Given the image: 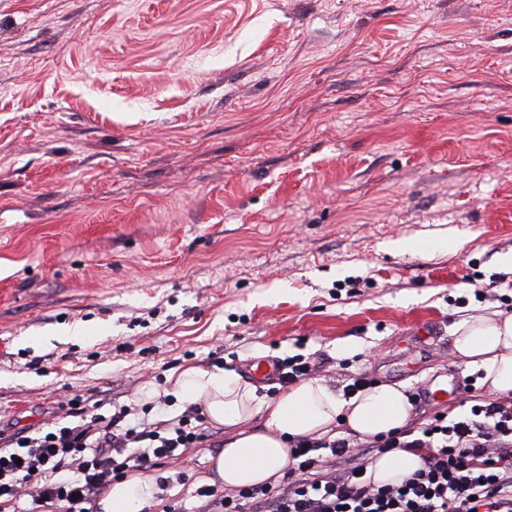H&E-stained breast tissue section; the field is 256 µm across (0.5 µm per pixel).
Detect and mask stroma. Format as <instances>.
Instances as JSON below:
<instances>
[{
  "mask_svg": "<svg viewBox=\"0 0 512 512\" xmlns=\"http://www.w3.org/2000/svg\"><path fill=\"white\" fill-rule=\"evenodd\" d=\"M511 310L512 0H0V429L296 354L456 410ZM454 347L467 365L484 372L481 381L492 391L512 392V314L465 321Z\"/></svg>",
  "mask_w": 512,
  "mask_h": 512,
  "instance_id": "stroma-1",
  "label": "stroma"
}]
</instances>
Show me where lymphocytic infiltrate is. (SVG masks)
<instances>
[{"label": "lymphocytic infiltrate", "instance_id": "f902f5d3", "mask_svg": "<svg viewBox=\"0 0 512 512\" xmlns=\"http://www.w3.org/2000/svg\"><path fill=\"white\" fill-rule=\"evenodd\" d=\"M67 406L77 425L35 437L19 431L0 448V512H93L112 483L160 466L173 471L162 489L185 483L183 455L204 438L200 405L152 428L133 424L125 406L108 416L78 396ZM395 450L419 451L420 467L400 483H374V455ZM194 494L204 500L200 512H512V400L416 418L373 446L305 436L278 485L234 496L204 485Z\"/></svg>", "mask_w": 512, "mask_h": 512}]
</instances>
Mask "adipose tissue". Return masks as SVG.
Masks as SVG:
<instances>
[{
  "label": "adipose tissue",
  "instance_id": "ef3b65f1",
  "mask_svg": "<svg viewBox=\"0 0 512 512\" xmlns=\"http://www.w3.org/2000/svg\"><path fill=\"white\" fill-rule=\"evenodd\" d=\"M454 347L469 366L483 371L482 382L492 391L512 392V314L464 322ZM171 393L177 400L201 404L207 419L232 430V437L210 463L224 485L235 489L281 476L289 445L299 437L324 434L341 424L358 437L373 439L404 428L410 413L406 396L389 385H371L346 398L324 381L311 378L268 400L234 371L195 366L179 373ZM256 417L262 418L261 427L248 428V421ZM420 463L415 451L388 453L378 457L368 473L376 483H396ZM153 487L148 475L113 483L98 501V512H141L152 498Z\"/></svg>",
  "mask_w": 512,
  "mask_h": 512
}]
</instances>
